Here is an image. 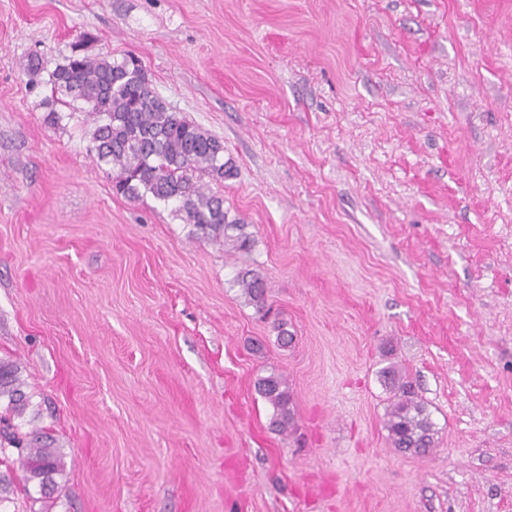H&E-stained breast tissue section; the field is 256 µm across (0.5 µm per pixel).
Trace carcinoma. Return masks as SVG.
I'll use <instances>...</instances> for the list:
<instances>
[{
	"instance_id": "obj_1",
	"label": "carcinoma",
	"mask_w": 512,
	"mask_h": 512,
	"mask_svg": "<svg viewBox=\"0 0 512 512\" xmlns=\"http://www.w3.org/2000/svg\"><path fill=\"white\" fill-rule=\"evenodd\" d=\"M54 89L81 101L94 130L90 151L113 172L112 191L129 200L151 195L175 205L182 221L199 239L233 253L254 245L248 225L228 219L224 199L202 182L224 180L232 169L224 142L173 112L150 84L135 57L120 61L73 53L50 73ZM235 284L257 312L267 314V285L259 272L241 270ZM390 394L385 428L393 448L421 455L436 445L437 429L409 376L393 366L377 371ZM259 394L271 405V424L285 432L293 426L292 397L283 375L271 371L257 379ZM37 412L26 392L21 363L0 357V512L13 502V472H22L31 505L45 503L59 490L64 454L51 429L36 424Z\"/></svg>"
}]
</instances>
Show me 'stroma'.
<instances>
[{"instance_id":"1","label":"stroma","mask_w":512,"mask_h":512,"mask_svg":"<svg viewBox=\"0 0 512 512\" xmlns=\"http://www.w3.org/2000/svg\"><path fill=\"white\" fill-rule=\"evenodd\" d=\"M75 50L223 141L251 253L113 194L49 81ZM0 356L65 454L50 512H512V0H0ZM391 363L427 455L389 444ZM235 284L241 289L249 304L255 306L258 313L267 314V285L259 272L241 270L237 273ZM259 394L271 405L273 414L271 424L279 431H288L293 426L292 397L283 375L272 370L257 379Z\"/></svg>"}]
</instances>
